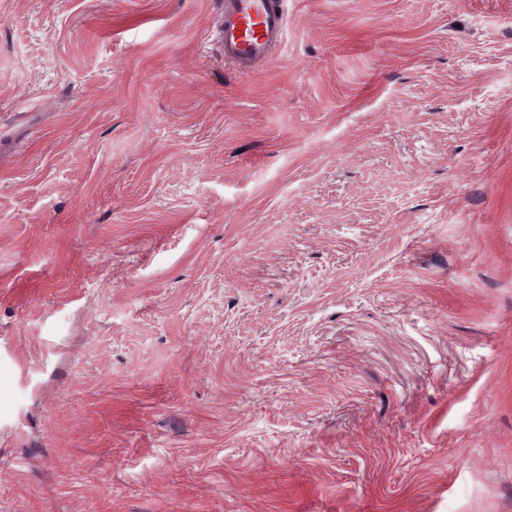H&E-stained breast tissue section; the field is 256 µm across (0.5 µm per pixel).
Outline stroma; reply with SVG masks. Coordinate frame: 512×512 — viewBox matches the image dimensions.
Instances as JSON below:
<instances>
[{
  "label": "stroma",
  "instance_id": "1",
  "mask_svg": "<svg viewBox=\"0 0 512 512\" xmlns=\"http://www.w3.org/2000/svg\"><path fill=\"white\" fill-rule=\"evenodd\" d=\"M0 0V512H512V0ZM287 0H224L220 44L224 60L242 75L271 63L284 42Z\"/></svg>",
  "mask_w": 512,
  "mask_h": 512
}]
</instances>
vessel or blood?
I'll list each match as a JSON object with an SVG mask.
<instances>
[{
  "instance_id": "1",
  "label": "vessel or blood",
  "mask_w": 512,
  "mask_h": 512,
  "mask_svg": "<svg viewBox=\"0 0 512 512\" xmlns=\"http://www.w3.org/2000/svg\"><path fill=\"white\" fill-rule=\"evenodd\" d=\"M287 0H224L220 44L224 59L243 75L271 63L283 43Z\"/></svg>"
}]
</instances>
